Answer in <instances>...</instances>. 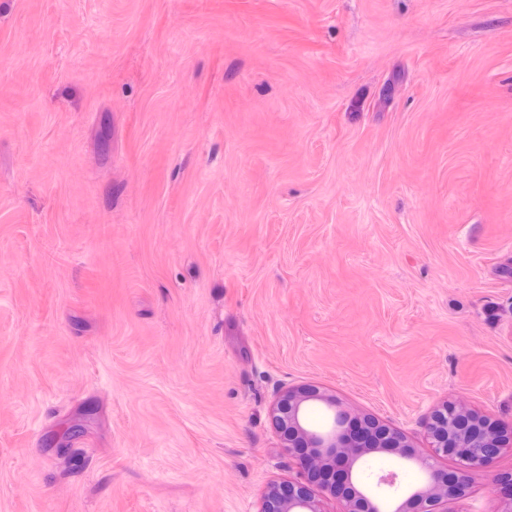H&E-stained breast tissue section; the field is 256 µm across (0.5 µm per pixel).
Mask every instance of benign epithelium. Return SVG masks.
<instances>
[{
	"label": "benign epithelium",
	"mask_w": 512,
	"mask_h": 512,
	"mask_svg": "<svg viewBox=\"0 0 512 512\" xmlns=\"http://www.w3.org/2000/svg\"><path fill=\"white\" fill-rule=\"evenodd\" d=\"M352 419L335 394L316 385L290 389L277 398L272 420L282 448L302 467L304 480L272 484L261 512H324L310 488L313 482L340 503L339 512H384L356 478L360 461L374 453L394 454L422 476L391 512H447L444 504L467 495L471 474L512 444V423L454 402L432 411L427 423L432 453L427 455L372 416L360 417L363 433L356 438L350 429ZM86 431L87 420H68L54 447L65 448ZM443 458L454 466L443 467Z\"/></svg>",
	"instance_id": "1"
}]
</instances>
